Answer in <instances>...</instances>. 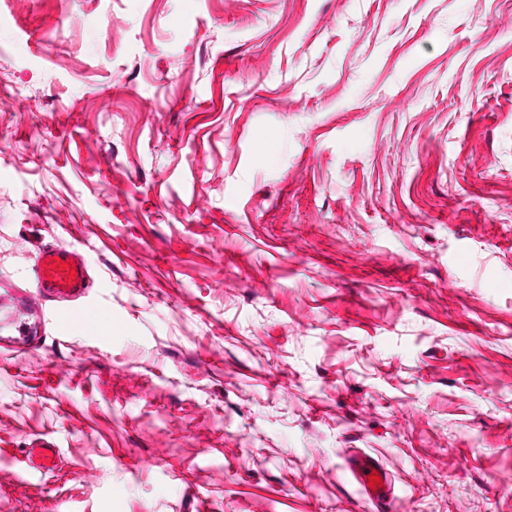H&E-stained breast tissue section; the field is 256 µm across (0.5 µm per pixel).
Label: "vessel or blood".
<instances>
[{
	"label": "vessel or blood",
	"mask_w": 512,
	"mask_h": 512,
	"mask_svg": "<svg viewBox=\"0 0 512 512\" xmlns=\"http://www.w3.org/2000/svg\"><path fill=\"white\" fill-rule=\"evenodd\" d=\"M34 281L53 300L75 302L91 284L92 275L83 256L76 250L47 245L39 249L34 264ZM372 512H388L391 504V482L387 470L369 455H359L351 468ZM378 476V485H370L371 476Z\"/></svg>",
	"instance_id": "obj_1"
}]
</instances>
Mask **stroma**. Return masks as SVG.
<instances>
[{"instance_id": "35a3bbf8", "label": "stroma", "mask_w": 512, "mask_h": 512, "mask_svg": "<svg viewBox=\"0 0 512 512\" xmlns=\"http://www.w3.org/2000/svg\"><path fill=\"white\" fill-rule=\"evenodd\" d=\"M354 450L512 512V0H0V512H367ZM33 272L36 287L64 304L75 302L90 287L92 279L88 264L78 251L55 245L39 249Z\"/></svg>"}]
</instances>
